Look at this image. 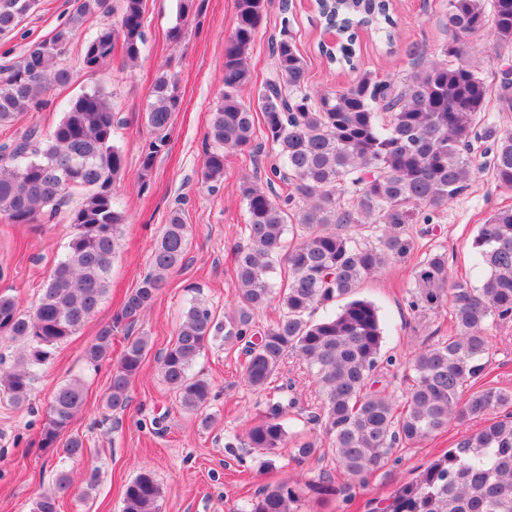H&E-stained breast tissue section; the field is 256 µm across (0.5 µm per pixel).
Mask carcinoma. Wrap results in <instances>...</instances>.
<instances>
[{"mask_svg": "<svg viewBox=\"0 0 512 512\" xmlns=\"http://www.w3.org/2000/svg\"><path fill=\"white\" fill-rule=\"evenodd\" d=\"M108 2L75 0L51 37L29 42L19 60L0 66V217L38 224L79 196L71 217L75 233L33 309L0 294V335L20 342L13 365L0 369V397L17 407L30 403L38 373L60 345L97 313L126 222L114 193L125 173L123 150L114 141L123 121L105 88L71 98L45 134L36 126L14 130L28 113L49 106L55 89L69 85L68 48L89 18L110 14ZM119 2L113 20L84 42L82 63L91 71L107 65L117 46L124 67L143 54L148 0ZM269 2L235 0L236 22L224 46V92L211 112L202 177L217 190L227 151L267 147L280 165L270 168L264 185L256 176L239 185L246 243L234 259L236 307L219 323L208 305L192 301L160 357L163 381L180 408L207 426L217 394L193 366L216 335L241 347L244 381L256 391L268 389L283 360L296 356L320 393L310 421L322 436L294 429L292 396L246 427L241 442L268 456L286 448L298 464L329 454L350 481L382 470L399 444L420 443L453 421L483 417L480 430L380 499L378 512H512V390L487 381V325L512 318V208L497 209L478 225L471 244L482 272L478 286L449 284L448 255L437 246L417 263L410 306H448L453 330L411 354L401 406L375 380L383 343L379 307L355 297L364 279L408 249L397 232L401 225L433 223L482 175L512 191V128L489 117L512 112V85L494 90L479 68L463 62L483 36L491 38L497 65L512 59V0H448V41L432 57L421 52L399 80L365 72L344 89L320 94L308 85L286 14L279 34L269 39L266 76L254 79L251 53ZM37 5L0 0V35L14 31ZM198 12L196 0H180L179 22L168 31L171 43H181L185 23ZM331 21L337 41L325 47V56L349 65L358 30L389 38L394 25L388 0H351L338 7L336 19L325 18ZM181 103L177 75L161 72L144 112L153 137L141 149V179L167 145ZM59 171L69 172L67 181H56ZM276 178L287 185L286 195L272 190ZM290 218L293 239L285 252ZM371 225L382 230L375 244L357 238ZM188 241V225L174 210L149 271L85 349L87 362L97 367L110 359L112 336L124 332L126 345L105 395V409L116 421L149 350V337L133 328L183 261ZM273 301L279 317L257 329L256 315ZM85 399L83 382L73 379L50 401L39 446L60 465L86 449L82 436L65 435ZM71 486L69 471L59 469L54 487L35 497L31 512H61ZM351 488L350 482L336 487L327 473L318 478L323 495ZM160 496L158 482L144 471L126 485L122 512H159ZM299 500L296 484L284 480L262 487L244 512H298Z\"/></svg>", "mask_w": 512, "mask_h": 512, "instance_id": "1", "label": "carcinoma"}]
</instances>
